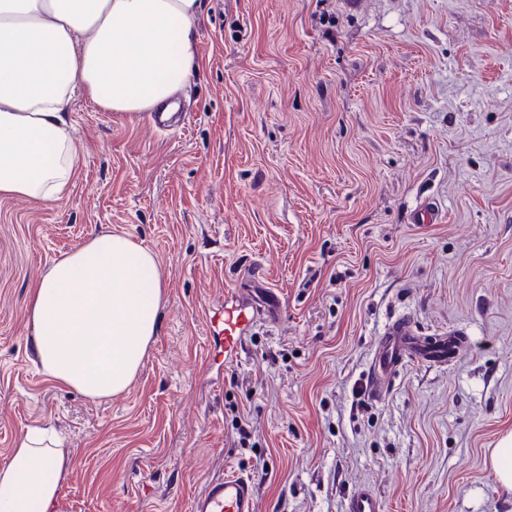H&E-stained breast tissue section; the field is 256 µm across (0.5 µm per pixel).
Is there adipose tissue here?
<instances>
[{
	"mask_svg": "<svg viewBox=\"0 0 512 512\" xmlns=\"http://www.w3.org/2000/svg\"><path fill=\"white\" fill-rule=\"evenodd\" d=\"M201 0H0V197L48 204L78 174L67 106L73 82L101 110L168 102L197 68ZM155 255L104 230L55 259L30 289L40 372L84 396L123 392L158 328ZM65 454L28 429L0 466V512H47Z\"/></svg>",
	"mask_w": 512,
	"mask_h": 512,
	"instance_id": "ef3b65f1",
	"label": "adipose tissue"
}]
</instances>
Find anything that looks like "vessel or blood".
I'll return each instance as SVG.
<instances>
[{
	"label": "vessel or blood",
	"mask_w": 512,
	"mask_h": 512,
	"mask_svg": "<svg viewBox=\"0 0 512 512\" xmlns=\"http://www.w3.org/2000/svg\"><path fill=\"white\" fill-rule=\"evenodd\" d=\"M280 309L275 291L239 301L224 310V347L236 354L242 351L246 334L258 318L274 319ZM463 343L460 335L423 336L409 318L392 321L380 336L375 357L364 381V396L380 401L387 393L394 374L407 362L442 364L454 358ZM191 512H256L251 482L236 475L210 479L192 503ZM344 512H385L383 501L368 488L357 489L345 502Z\"/></svg>",
	"instance_id": "1"
}]
</instances>
